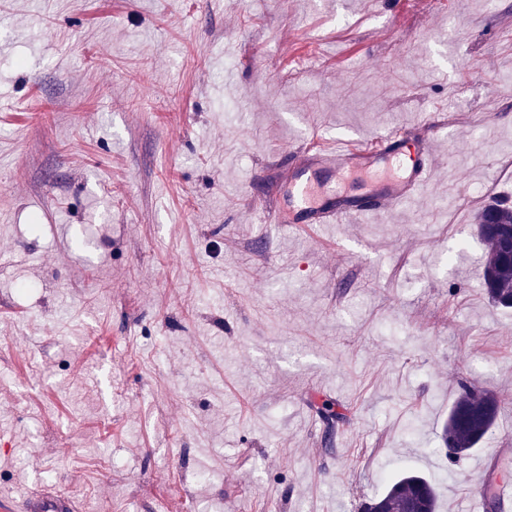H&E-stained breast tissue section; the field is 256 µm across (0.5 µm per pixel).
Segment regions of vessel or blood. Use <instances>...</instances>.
<instances>
[{
	"label": "vessel or blood",
	"instance_id": "obj_1",
	"mask_svg": "<svg viewBox=\"0 0 512 512\" xmlns=\"http://www.w3.org/2000/svg\"><path fill=\"white\" fill-rule=\"evenodd\" d=\"M435 167L430 140L408 143L402 129L380 134L365 145L323 146L300 151L288 161L289 195L286 206L267 208L255 201L266 224L301 226L345 224L364 217L392 213L409 206L426 188ZM382 175L379 187L369 194L340 193L337 186L351 174ZM496 477L492 488L473 485L469 499L482 512L488 494H495L501 512H512V454L499 450L493 455Z\"/></svg>",
	"mask_w": 512,
	"mask_h": 512
}]
</instances>
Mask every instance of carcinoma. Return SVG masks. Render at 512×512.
I'll use <instances>...</instances> for the list:
<instances>
[{
	"mask_svg": "<svg viewBox=\"0 0 512 512\" xmlns=\"http://www.w3.org/2000/svg\"><path fill=\"white\" fill-rule=\"evenodd\" d=\"M476 229L487 246L481 269V286L497 307L512 308V261L502 243L504 234L512 230V209L498 203L485 205L476 215ZM501 410V400L486 390L478 397L464 390L448 412L441 441L449 455L460 457L480 444L494 427ZM419 498L427 512H438L434 486L423 476L404 473L393 480L381 494L360 506V512H407L411 502Z\"/></svg>",
	"mask_w": 512,
	"mask_h": 512,
	"instance_id": "obj_1",
	"label": "carcinoma"
}]
</instances>
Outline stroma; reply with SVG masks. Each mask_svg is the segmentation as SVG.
<instances>
[{"mask_svg": "<svg viewBox=\"0 0 512 512\" xmlns=\"http://www.w3.org/2000/svg\"><path fill=\"white\" fill-rule=\"evenodd\" d=\"M429 113L411 210L250 207L290 154ZM508 139L512 0H0V498L358 512L412 471L462 512L512 452V310L475 227L512 206ZM468 384L503 407L453 462Z\"/></svg>", "mask_w": 512, "mask_h": 512, "instance_id": "obj_1", "label": "stroma"}]
</instances>
